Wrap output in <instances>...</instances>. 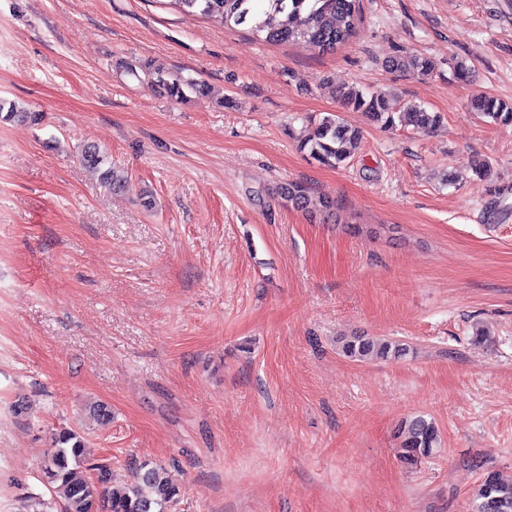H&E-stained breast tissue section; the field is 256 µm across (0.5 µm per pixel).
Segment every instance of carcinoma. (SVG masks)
Returning a JSON list of instances; mask_svg holds the SVG:
<instances>
[{
  "mask_svg": "<svg viewBox=\"0 0 512 512\" xmlns=\"http://www.w3.org/2000/svg\"><path fill=\"white\" fill-rule=\"evenodd\" d=\"M172 8L185 15H201L224 28L250 26L256 39L267 43H304L322 53H333L355 34L361 14L360 0H168ZM394 70L425 76L433 62L419 55L398 56L389 61ZM156 82L166 87L177 100L186 98L185 90L204 91V86L181 79L168 81L160 69ZM344 105L366 113L386 127L396 124L431 129L440 115L415 103L397 112L391 110L382 93L367 94L356 88L341 93ZM473 111L495 124L512 125V104L490 96L471 100ZM0 112L6 120L39 124L41 115L15 101L0 100ZM360 139V131L336 114L310 123L300 149L323 165L338 168L347 163L351 149ZM86 165L101 171L103 182L112 189L126 187L127 179L112 168H103L104 155L96 145H87L81 153ZM282 198L292 207L309 209L311 199L306 188L280 187ZM343 354L358 361L399 359L409 354L410 346L392 339L356 336L345 341ZM400 461L410 467L432 457L440 445L436 424L423 416L407 419L398 427ZM133 480L112 485V472L105 463L90 462V449L78 432L63 428L52 438L44 468L46 482L62 495L64 512H175L181 499L180 488L173 484L165 466L143 460L134 467ZM475 512H512V478L494 469L485 470L478 484Z\"/></svg>",
  "mask_w": 512,
  "mask_h": 512,
  "instance_id": "cac0c4a2",
  "label": "carcinoma"
}]
</instances>
